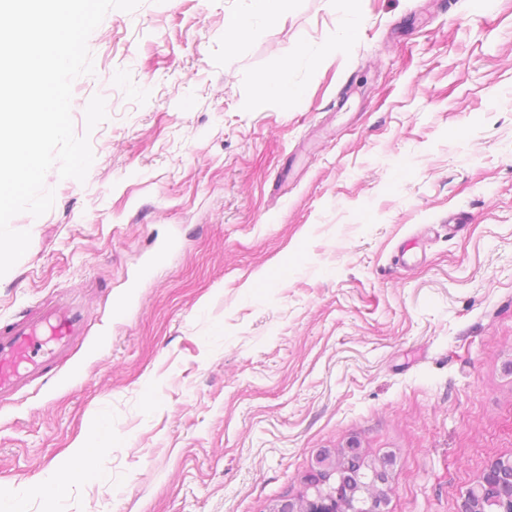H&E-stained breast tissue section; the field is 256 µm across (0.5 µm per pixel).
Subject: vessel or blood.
<instances>
[{
  "label": "vessel or blood",
  "mask_w": 512,
  "mask_h": 512,
  "mask_svg": "<svg viewBox=\"0 0 512 512\" xmlns=\"http://www.w3.org/2000/svg\"><path fill=\"white\" fill-rule=\"evenodd\" d=\"M178 247V240H168L144 260L138 277L130 281L127 293L115 303L116 312L126 311L142 282ZM87 335L84 310L67 298L32 309L0 326V405L10 404L34 381L45 383L55 378L74 347L84 343Z\"/></svg>",
  "instance_id": "b4317fda"
}]
</instances>
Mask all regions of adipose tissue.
Returning <instances> with one entry per match:
<instances>
[{"instance_id":"1","label":"adipose tissue","mask_w":512,"mask_h":512,"mask_svg":"<svg viewBox=\"0 0 512 512\" xmlns=\"http://www.w3.org/2000/svg\"><path fill=\"white\" fill-rule=\"evenodd\" d=\"M282 3L283 0H250L248 17L234 15L225 21V43L237 44L249 31L252 21L274 20ZM116 438L117 433L107 416L97 414L84 437L73 446L67 464L46 476L23 481L14 495L0 500V512H11L15 504H27L34 497L51 501L61 499L78 481H102L103 473L92 465L91 460L107 452Z\"/></svg>"}]
</instances>
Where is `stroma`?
Segmentation results:
<instances>
[{"label": "stroma", "mask_w": 512, "mask_h": 512, "mask_svg": "<svg viewBox=\"0 0 512 512\" xmlns=\"http://www.w3.org/2000/svg\"><path fill=\"white\" fill-rule=\"evenodd\" d=\"M142 0L91 34L85 182L0 277V323L70 295L96 354L0 409V496L60 467L97 410L106 481L28 512H272L316 456L389 459V512H457L512 456V0ZM305 40L290 101L264 95ZM181 247L116 315L157 245ZM250 11L247 23L243 18L234 15L224 23V42L229 45L237 44L252 28L255 20L272 21L276 18L282 3L287 0H250Z\"/></svg>", "instance_id": "35a3bbf8"}]
</instances>
